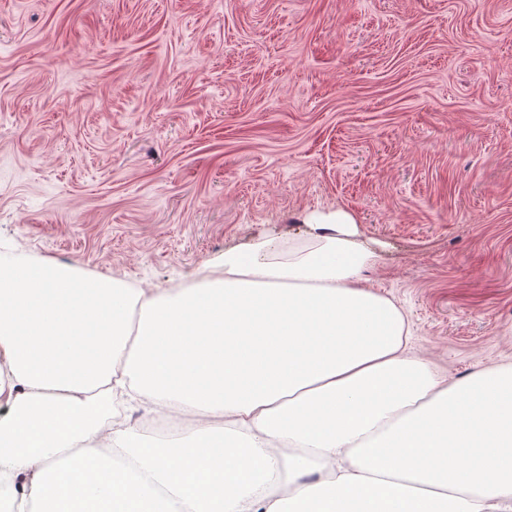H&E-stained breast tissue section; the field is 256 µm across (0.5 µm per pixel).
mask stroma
<instances>
[{"label": "stroma", "mask_w": 512, "mask_h": 512, "mask_svg": "<svg viewBox=\"0 0 512 512\" xmlns=\"http://www.w3.org/2000/svg\"><path fill=\"white\" fill-rule=\"evenodd\" d=\"M339 209L443 379L512 365V0H0V264L192 288Z\"/></svg>", "instance_id": "35a3bbf8"}]
</instances>
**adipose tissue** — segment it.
Here are the masks:
<instances>
[{
	"instance_id": "adipose-tissue-1",
	"label": "adipose tissue",
	"mask_w": 512,
	"mask_h": 512,
	"mask_svg": "<svg viewBox=\"0 0 512 512\" xmlns=\"http://www.w3.org/2000/svg\"><path fill=\"white\" fill-rule=\"evenodd\" d=\"M345 211L200 288L0 266L5 512H512V365L440 379ZM190 417L135 447L124 406Z\"/></svg>"
}]
</instances>
